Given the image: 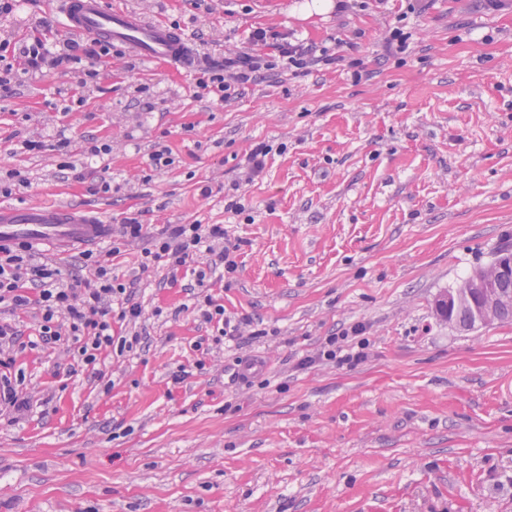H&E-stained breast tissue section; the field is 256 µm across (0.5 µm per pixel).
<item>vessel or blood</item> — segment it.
<instances>
[{
    "label": "vessel or blood",
    "mask_w": 512,
    "mask_h": 512,
    "mask_svg": "<svg viewBox=\"0 0 512 512\" xmlns=\"http://www.w3.org/2000/svg\"><path fill=\"white\" fill-rule=\"evenodd\" d=\"M61 31L121 46L146 61H166L188 70L198 61L194 42L183 32L103 0H58ZM112 227L99 215L52 204L0 205V247L42 246L68 254L104 241Z\"/></svg>",
    "instance_id": "b4317fda"
}]
</instances>
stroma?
<instances>
[{
	"label": "stroma",
	"mask_w": 512,
	"mask_h": 512,
	"mask_svg": "<svg viewBox=\"0 0 512 512\" xmlns=\"http://www.w3.org/2000/svg\"><path fill=\"white\" fill-rule=\"evenodd\" d=\"M191 33L208 62L253 50L250 31H290L341 60L265 72L226 103L195 75L113 48L100 86L48 73L0 90V165L23 198L110 224L224 225L241 241L233 276L212 275L220 336L193 310L199 263L142 269L148 240L112 272L145 318L112 332L136 352L69 374L54 348L25 350L31 410L0 420V512H512V322L461 330L436 303L512 253V0H106ZM54 0H25L15 40L55 34ZM409 47L393 56V28ZM277 58L273 44L255 48ZM83 94L68 114L50 88ZM66 129L111 141L83 179L59 158L12 154ZM266 166L237 185L246 152ZM168 148L172 165L150 154ZM120 183L103 194L100 178ZM213 188L202 197L201 182ZM240 193L245 215L227 211ZM364 324L368 357L299 368L327 338ZM204 369H197V362ZM197 309V312L200 313V316L203 318L204 321L208 323H212L215 321L218 325H222V328L219 329L221 332V336L229 335L235 336L239 334L241 326L243 324H246L243 319L235 321L232 324V320L230 317H224V306L221 304H217L211 295L206 294L203 298V301L200 302L198 300V304L195 306L194 310Z\"/></svg>",
	"instance_id": "obj_1"
}]
</instances>
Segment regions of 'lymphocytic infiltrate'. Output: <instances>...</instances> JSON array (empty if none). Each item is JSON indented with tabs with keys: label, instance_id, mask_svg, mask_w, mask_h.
<instances>
[{
	"label": "lymphocytic infiltrate",
	"instance_id": "lymphocytic-infiltrate-1",
	"mask_svg": "<svg viewBox=\"0 0 512 512\" xmlns=\"http://www.w3.org/2000/svg\"><path fill=\"white\" fill-rule=\"evenodd\" d=\"M275 41L279 62L294 70H307L321 62L337 63V53L329 48L314 50L312 46L293 39L286 32L265 28L249 34L252 44ZM0 45L14 49L12 63L0 67V88L9 89L36 80L45 74H78L86 87L97 86L103 63L112 58L109 43L88 38L35 37L13 45L9 33L0 34ZM273 62L248 53L225 54L224 62L200 71L195 86L198 96H211L218 102L230 97L232 85L257 78L261 70H270ZM19 152L39 155L52 153L62 160L64 170L77 168L78 159L111 155L112 144L97 138L86 140L82 149H75L64 134L30 136L19 141ZM150 238V248L142 253L141 266L163 265L182 267L189 259L217 255L226 273L238 268V242L229 239L220 224H169L155 234H148L146 225L137 218H125L112 233V245L105 251H84L82 257L88 275L83 279L66 278L60 265L35 258L29 246L0 249V309L10 314L34 312L39 325L30 348L54 344L63 347L69 360L77 365L95 367L102 355L120 350L132 351L138 336L114 337L113 321L137 324L143 317L139 303L133 302L124 283L112 274V257L121 246L142 238ZM365 327L356 324L339 336L329 337L315 356L301 359V366L330 361L357 364L367 357ZM18 333L9 320H0V416L17 420L31 402L7 374L14 364L13 353Z\"/></svg>",
	"mask_w": 512,
	"mask_h": 512
}]
</instances>
